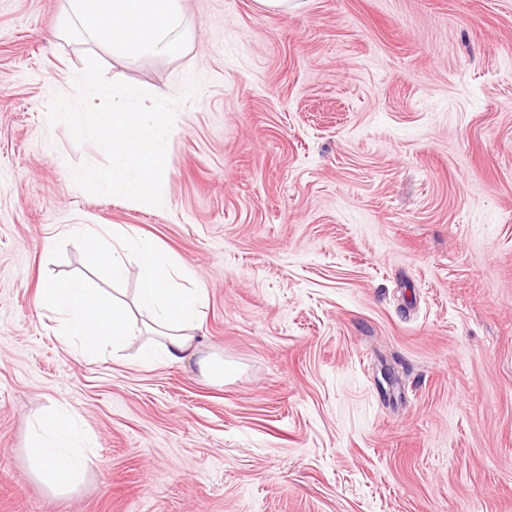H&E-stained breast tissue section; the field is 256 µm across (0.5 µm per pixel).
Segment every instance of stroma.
Returning <instances> with one entry per match:
<instances>
[{
    "label": "stroma",
    "mask_w": 512,
    "mask_h": 512,
    "mask_svg": "<svg viewBox=\"0 0 512 512\" xmlns=\"http://www.w3.org/2000/svg\"><path fill=\"white\" fill-rule=\"evenodd\" d=\"M183 8L179 56L127 60L63 32L67 0H0V512H512V0ZM89 54L199 85L162 206L71 176L105 154L46 110ZM70 224L133 225L194 269L184 362L57 336L45 283L129 303L138 280ZM57 406L98 454L61 495L29 451Z\"/></svg>",
    "instance_id": "35a3bbf8"
}]
</instances>
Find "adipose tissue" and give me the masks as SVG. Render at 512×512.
Instances as JSON below:
<instances>
[{
    "mask_svg": "<svg viewBox=\"0 0 512 512\" xmlns=\"http://www.w3.org/2000/svg\"><path fill=\"white\" fill-rule=\"evenodd\" d=\"M67 23L79 26L87 42L135 60L144 56L171 57L184 48L182 0H68ZM69 236L91 245L94 265L113 280L123 279L131 261L140 267L135 304L146 313L143 325L133 322L128 308L108 301L78 278L50 282L39 307L53 314L59 334L76 356L93 359L103 344L120 349L136 331L158 336V349L145 353L151 365L183 362L193 347L192 330L206 300L195 272L175 263L154 239L107 224H72ZM93 438L81 430L79 417L67 409L51 412L35 429L31 448L36 477L50 490L74 487L96 465Z\"/></svg>",
    "mask_w": 512,
    "mask_h": 512,
    "instance_id": "obj_1",
    "label": "adipose tissue"
}]
</instances>
